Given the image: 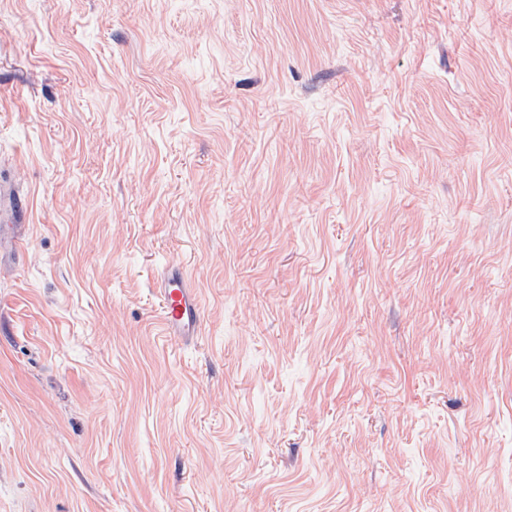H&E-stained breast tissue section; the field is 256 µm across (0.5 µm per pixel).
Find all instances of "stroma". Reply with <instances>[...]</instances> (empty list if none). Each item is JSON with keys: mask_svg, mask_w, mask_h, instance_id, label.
I'll return each mask as SVG.
<instances>
[{"mask_svg": "<svg viewBox=\"0 0 512 512\" xmlns=\"http://www.w3.org/2000/svg\"><path fill=\"white\" fill-rule=\"evenodd\" d=\"M0 185V512H512V0H0ZM161 300L159 325L165 336L182 344L193 343L201 328V303L182 267L168 263L156 281Z\"/></svg>", "mask_w": 512, "mask_h": 512, "instance_id": "stroma-1", "label": "stroma"}]
</instances>
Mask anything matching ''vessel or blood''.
I'll return each mask as SVG.
<instances>
[{"label":"vessel or blood","instance_id":"obj_1","mask_svg":"<svg viewBox=\"0 0 512 512\" xmlns=\"http://www.w3.org/2000/svg\"><path fill=\"white\" fill-rule=\"evenodd\" d=\"M161 300L159 325L165 336L182 344L193 343L201 328L198 291L177 263H168L156 281Z\"/></svg>","mask_w":512,"mask_h":512}]
</instances>
